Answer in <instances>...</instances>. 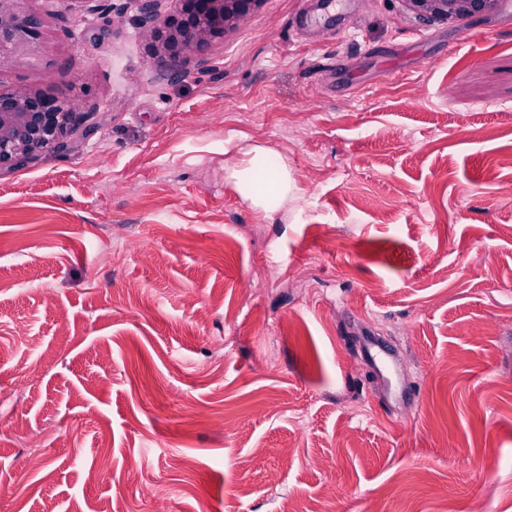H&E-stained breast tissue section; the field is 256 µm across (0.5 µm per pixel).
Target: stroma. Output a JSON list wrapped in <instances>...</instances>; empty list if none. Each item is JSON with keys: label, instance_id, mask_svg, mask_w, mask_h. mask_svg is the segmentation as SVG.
I'll use <instances>...</instances> for the list:
<instances>
[{"label": "stroma", "instance_id": "1", "mask_svg": "<svg viewBox=\"0 0 512 512\" xmlns=\"http://www.w3.org/2000/svg\"><path fill=\"white\" fill-rule=\"evenodd\" d=\"M18 10L0 92L83 114L0 170V512H512L503 11L262 0L161 61L134 0ZM17 2L19 0H0V65L4 60L22 63L39 38V21L22 17ZM406 9L422 20L448 23L467 20L497 11L501 0H402ZM240 157L226 169L242 200L254 210L271 216L288 205V196L294 182L288 164L281 162L276 168L269 163L270 149L254 145L239 150ZM265 178L268 186L261 187L259 180Z\"/></svg>", "mask_w": 512, "mask_h": 512}]
</instances>
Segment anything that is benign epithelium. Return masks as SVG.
I'll use <instances>...</instances> for the list:
<instances>
[{"label":"benign epithelium","instance_id":"benign-epithelium-1","mask_svg":"<svg viewBox=\"0 0 512 512\" xmlns=\"http://www.w3.org/2000/svg\"><path fill=\"white\" fill-rule=\"evenodd\" d=\"M19 0H0V62L20 64L39 38L40 23L18 12ZM160 0H139V9L155 18L149 37L164 57L207 44L243 20L262 0H175L173 14L158 13ZM422 20L449 23L497 11L501 0H403ZM80 122L74 102L49 98L29 88L0 92V169H14L40 155L66 150Z\"/></svg>","mask_w":512,"mask_h":512}]
</instances>
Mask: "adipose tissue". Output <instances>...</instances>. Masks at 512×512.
<instances>
[{
	"instance_id": "adipose-tissue-1",
	"label": "adipose tissue",
	"mask_w": 512,
	"mask_h": 512,
	"mask_svg": "<svg viewBox=\"0 0 512 512\" xmlns=\"http://www.w3.org/2000/svg\"><path fill=\"white\" fill-rule=\"evenodd\" d=\"M269 156V149L260 145L243 148L227 170L242 200L268 216L287 206L288 196L294 189L287 163L271 166Z\"/></svg>"
}]
</instances>
